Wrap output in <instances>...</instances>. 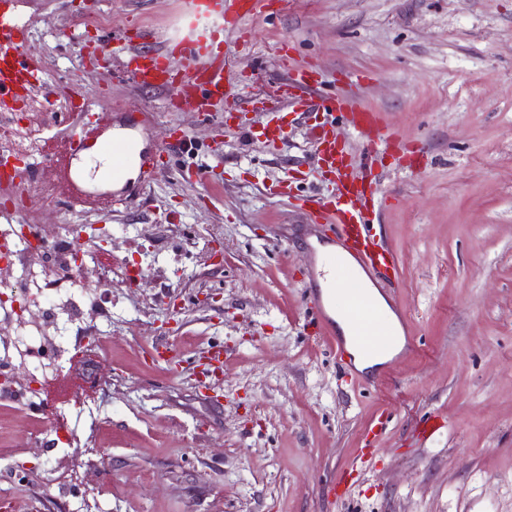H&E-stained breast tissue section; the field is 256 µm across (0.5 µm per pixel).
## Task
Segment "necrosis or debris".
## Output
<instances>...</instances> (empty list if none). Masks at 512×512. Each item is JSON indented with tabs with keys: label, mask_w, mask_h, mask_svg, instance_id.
Instances as JSON below:
<instances>
[{
	"label": "necrosis or debris",
	"mask_w": 512,
	"mask_h": 512,
	"mask_svg": "<svg viewBox=\"0 0 512 512\" xmlns=\"http://www.w3.org/2000/svg\"><path fill=\"white\" fill-rule=\"evenodd\" d=\"M52 124V113L34 99L0 109V152L44 169ZM88 268L96 279L85 276ZM115 272L126 277L130 269L111 252L85 248L74 225H58L50 237L38 224L0 226V401L45 407V422L31 431L37 442L74 445L72 420L93 410L94 399L71 380L104 337L109 309L103 290ZM62 315L86 338L78 350L66 344ZM19 369L25 381H18Z\"/></svg>",
	"instance_id": "1"
}]
</instances>
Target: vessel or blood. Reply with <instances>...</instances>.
<instances>
[{"instance_id":"1","label":"vessel or blood","mask_w":512,"mask_h":512,"mask_svg":"<svg viewBox=\"0 0 512 512\" xmlns=\"http://www.w3.org/2000/svg\"><path fill=\"white\" fill-rule=\"evenodd\" d=\"M18 0H0V100L26 98L40 92L43 99H65L67 109L56 111V130L47 144L49 156L64 155L68 164L95 152L110 158V175L120 188L111 202L126 200L135 185L148 184L164 173L173 152L188 153L196 143L189 132L174 131L171 147H139L135 138L106 139L107 126L102 116H88L85 98L74 82L56 83L43 79V66L29 48V31L16 16ZM266 0H185L184 10L192 22L188 29L168 34L153 46H139L132 35L117 39L102 37V44L117 43L124 51L123 71L128 80L141 89L164 91L176 88L170 106L177 111L189 110L205 120H217L225 131L236 132L238 126L236 89L238 76L229 65L236 42L230 41L243 17L266 8ZM324 79L316 68L291 67L286 81L275 92L256 98L253 111L263 120L252 127L254 137L267 145H276L288 123L289 112H317L339 115L351 123L369 141L388 139L387 126L379 114L355 100L322 93ZM320 161L327 174L337 178V188L313 197L294 196L287 180H279L270 190L276 196L293 201L304 210L306 221L325 228L337 244L354 260L366 276L391 284L398 276L396 255L387 249L372 231L366 189L352 178L351 160L326 123L312 129ZM137 166L136 181L125 180L129 166ZM303 303L312 314L315 333L329 337L333 354L341 369L351 361L344 339L336 337L330 308L341 307L354 329V342L371 351H382L391 343L381 316L363 292L353 288L335 294L308 284Z\"/></svg>"}]
</instances>
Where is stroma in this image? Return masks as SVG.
<instances>
[{
  "instance_id": "stroma-1",
  "label": "stroma",
  "mask_w": 512,
  "mask_h": 512,
  "mask_svg": "<svg viewBox=\"0 0 512 512\" xmlns=\"http://www.w3.org/2000/svg\"><path fill=\"white\" fill-rule=\"evenodd\" d=\"M246 18L230 64L245 80L239 105L285 79L281 53L321 69L329 91L380 112L409 156L388 148L369 182L380 199L375 229L399 259L402 285L386 289L419 342L374 387L347 374L326 337L305 326L306 274L321 234L265 194L291 174L294 190H326L316 171L314 115L297 112L270 148L241 138L214 152L213 127L169 112L162 91L131 86L110 62L92 63L100 30L174 31L183 0H20L50 80H80L89 111L150 112L141 145L173 130L198 145L159 180L151 207L133 198L109 217L111 251L152 266L132 287L113 278L112 329L99 346L100 453L84 463L70 497L43 488L40 467L69 457L30 439L37 411L0 403V486L10 470L18 501L76 512L92 487L111 483L103 512H512V0H269ZM99 27H85L87 17ZM222 179L209 198L187 164ZM222 245L223 262L210 258ZM186 353L177 370L151 361L153 342ZM224 347V373L199 380L208 347ZM377 453L361 457L379 415ZM442 428L422 439L425 415ZM352 470L347 501L333 479Z\"/></svg>"
}]
</instances>
